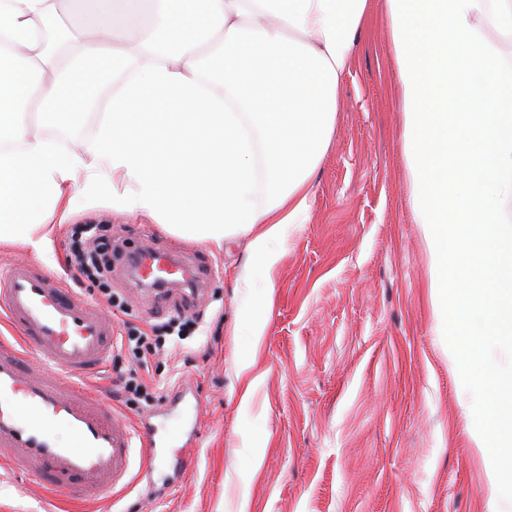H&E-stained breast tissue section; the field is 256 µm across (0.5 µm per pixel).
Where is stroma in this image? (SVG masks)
<instances>
[{
    "mask_svg": "<svg viewBox=\"0 0 512 512\" xmlns=\"http://www.w3.org/2000/svg\"><path fill=\"white\" fill-rule=\"evenodd\" d=\"M374 6L338 96L336 127L311 179L307 221L289 225L280 257L263 274L249 239L213 247L148 216L105 205L47 220L41 254L0 244V267L34 260L104 307L97 287L70 265L78 225L141 246V232L196 261L204 277L195 308L203 323L181 350L151 363L159 396L185 382L203 404L195 465L179 485L172 469L116 495L76 503L31 476L0 467V512H512L500 502L467 427L473 418L433 315L431 258L415 223L402 143L396 62L388 25ZM273 292L265 294L263 277ZM112 290L125 309L115 328L142 330L176 316L112 261ZM265 323L250 346L244 304ZM80 382L136 419L112 384L116 361Z\"/></svg>",
    "mask_w": 512,
    "mask_h": 512,
    "instance_id": "obj_1",
    "label": "stroma"
}]
</instances>
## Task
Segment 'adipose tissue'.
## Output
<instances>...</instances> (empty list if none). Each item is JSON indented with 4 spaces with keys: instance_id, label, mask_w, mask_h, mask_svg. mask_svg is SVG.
<instances>
[{
    "instance_id": "adipose-tissue-1",
    "label": "adipose tissue",
    "mask_w": 512,
    "mask_h": 512,
    "mask_svg": "<svg viewBox=\"0 0 512 512\" xmlns=\"http://www.w3.org/2000/svg\"><path fill=\"white\" fill-rule=\"evenodd\" d=\"M83 17L63 53L61 3ZM370 0H0V243L41 253L42 212L107 197L206 244L251 235L272 269L310 178ZM104 108L94 139L33 133ZM83 184H76L77 174Z\"/></svg>"
}]
</instances>
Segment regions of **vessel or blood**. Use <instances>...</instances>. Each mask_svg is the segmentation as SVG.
<instances>
[{"mask_svg": "<svg viewBox=\"0 0 512 512\" xmlns=\"http://www.w3.org/2000/svg\"><path fill=\"white\" fill-rule=\"evenodd\" d=\"M137 261L142 281L192 276L169 250H143ZM0 319L18 332L0 341V465L77 499L124 491L166 460L177 479L192 468L180 441L196 435L197 394L176 388L135 423L104 409L78 378L106 363L114 327L58 275L11 264L0 273Z\"/></svg>", "mask_w": 512, "mask_h": 512, "instance_id": "1", "label": "vessel or blood"}]
</instances>
